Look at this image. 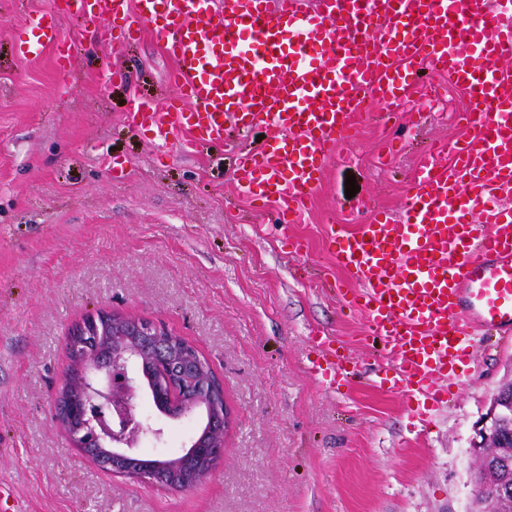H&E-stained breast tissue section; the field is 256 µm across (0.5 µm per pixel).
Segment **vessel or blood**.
Returning a JSON list of instances; mask_svg holds the SVG:
<instances>
[{
  "instance_id": "1",
  "label": "vessel or blood",
  "mask_w": 512,
  "mask_h": 512,
  "mask_svg": "<svg viewBox=\"0 0 512 512\" xmlns=\"http://www.w3.org/2000/svg\"><path fill=\"white\" fill-rule=\"evenodd\" d=\"M99 43L155 28L175 68L178 102L137 105L134 122L158 147L175 133L184 149L222 144L226 126H263L258 148L235 173L251 203L276 204L280 221L308 211L329 156L369 105L392 110L427 68L466 90L459 119L463 146L437 143L419 155L400 217L374 213L354 233H334L329 247L352 287L337 288L346 309L366 322L386 353L375 387L404 395L419 421L447 406L467 373V341L481 331L512 338V73L496 62L512 50V12L485 0H66ZM465 52H458V45ZM56 47L52 20L39 17L17 52L26 60ZM452 152V167L439 157ZM326 363L309 371L332 390L347 376V356L326 336Z\"/></svg>"
}]
</instances>
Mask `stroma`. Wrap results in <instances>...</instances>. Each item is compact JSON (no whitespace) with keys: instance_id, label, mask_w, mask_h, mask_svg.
Instances as JSON below:
<instances>
[{"instance_id":"stroma-1","label":"stroma","mask_w":512,"mask_h":512,"mask_svg":"<svg viewBox=\"0 0 512 512\" xmlns=\"http://www.w3.org/2000/svg\"><path fill=\"white\" fill-rule=\"evenodd\" d=\"M41 15L59 44L77 46L66 76L51 51L16 53L17 28ZM109 66L119 78H105ZM171 67L151 30L110 54L62 0H0V485L20 512H467L470 442L512 344L475 337V369L422 432L404 397L369 388L381 347L363 344L361 318L341 315L317 280L349 286L327 249L332 226L402 211L415 154L462 139L453 116L464 90L428 69L418 91L439 107L419 116L372 107L329 159L310 213L285 227L234 185L255 136L190 152L174 140L162 153L128 121L133 101L173 95ZM387 136L403 150L383 161ZM350 175L360 187L352 198ZM292 235L301 253H291ZM101 310L165 323L223 376L233 423L206 482L174 492L117 477L62 434L54 398L67 333ZM317 330L355 357L341 390L307 371ZM138 411L159 418L151 400ZM159 420L164 437L144 440L143 454H179L193 422Z\"/></svg>"}]
</instances>
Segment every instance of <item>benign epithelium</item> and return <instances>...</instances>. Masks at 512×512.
<instances>
[{"mask_svg": "<svg viewBox=\"0 0 512 512\" xmlns=\"http://www.w3.org/2000/svg\"><path fill=\"white\" fill-rule=\"evenodd\" d=\"M70 366L54 400L55 419L72 447L114 474L189 490L224 461L232 417L224 380L184 338L163 322L100 311L76 321L68 332ZM166 403L173 420L189 419L196 432L180 455L147 459L140 451L164 428L137 413L143 394ZM504 427H512V367L491 396L471 442L476 453Z\"/></svg>", "mask_w": 512, "mask_h": 512, "instance_id": "benign-epithelium-1", "label": "benign epithelium"}]
</instances>
